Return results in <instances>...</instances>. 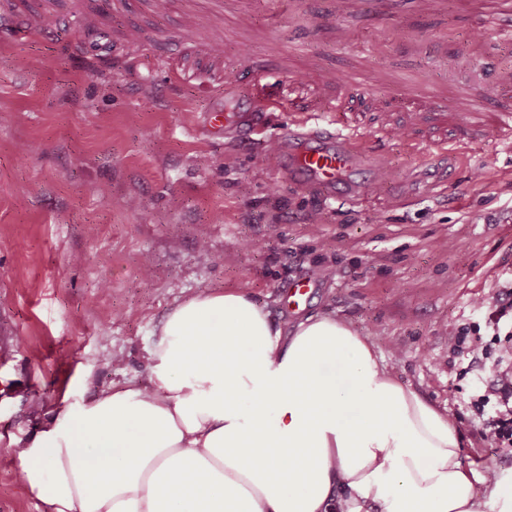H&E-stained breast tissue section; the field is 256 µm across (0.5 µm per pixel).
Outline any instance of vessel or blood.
Wrapping results in <instances>:
<instances>
[{"label":"vessel or blood","mask_w":512,"mask_h":512,"mask_svg":"<svg viewBox=\"0 0 512 512\" xmlns=\"http://www.w3.org/2000/svg\"><path fill=\"white\" fill-rule=\"evenodd\" d=\"M278 102L266 100L253 104L245 117L213 114V121H224L236 127L242 142H250L252 132L262 127L269 112L278 109ZM287 160L283 166L291 183L315 187L327 199L352 200L362 188L355 180L357 169L381 174L382 166L353 134L344 130L342 110H334L327 125L314 123L311 114L295 112L288 131Z\"/></svg>","instance_id":"obj_1"}]
</instances>
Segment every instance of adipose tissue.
I'll use <instances>...</instances> for the list:
<instances>
[{"label": "adipose tissue", "instance_id": "1", "mask_svg": "<svg viewBox=\"0 0 512 512\" xmlns=\"http://www.w3.org/2000/svg\"><path fill=\"white\" fill-rule=\"evenodd\" d=\"M146 383L13 438L40 512H512L445 411L331 314L277 326L244 289L162 320Z\"/></svg>", "mask_w": 512, "mask_h": 512}]
</instances>
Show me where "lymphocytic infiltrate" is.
Wrapping results in <instances>:
<instances>
[{
    "label": "lymphocytic infiltrate",
    "mask_w": 512,
    "mask_h": 512,
    "mask_svg": "<svg viewBox=\"0 0 512 512\" xmlns=\"http://www.w3.org/2000/svg\"><path fill=\"white\" fill-rule=\"evenodd\" d=\"M471 303L485 310V321L463 327L449 337V356L469 355L467 372L489 377V385L471 396L467 409L487 445L511 452L512 285L499 286L491 299L475 297Z\"/></svg>",
    "instance_id": "1"
}]
</instances>
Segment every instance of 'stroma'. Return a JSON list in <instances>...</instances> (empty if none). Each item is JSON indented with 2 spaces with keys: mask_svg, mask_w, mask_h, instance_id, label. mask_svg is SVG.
<instances>
[{
  "mask_svg": "<svg viewBox=\"0 0 512 512\" xmlns=\"http://www.w3.org/2000/svg\"><path fill=\"white\" fill-rule=\"evenodd\" d=\"M0 14V512H39L11 437L125 379L183 299L242 288L285 328L333 313L372 337L401 383L448 411L477 471L512 469L479 438L448 338L512 282V24L500 0H11ZM44 30L19 40L13 17ZM91 18L93 29L76 26ZM438 44L441 60L416 52ZM187 73L181 86L170 69ZM239 82L345 123L392 188L353 201L291 183L287 112L242 145L211 133L213 88ZM410 98L432 109L407 111ZM407 132L454 151L421 178ZM316 280L290 308L289 282Z\"/></svg>",
  "mask_w": 512,
  "mask_h": 512,
  "instance_id": "35a3bbf8",
  "label": "stroma"
}]
</instances>
